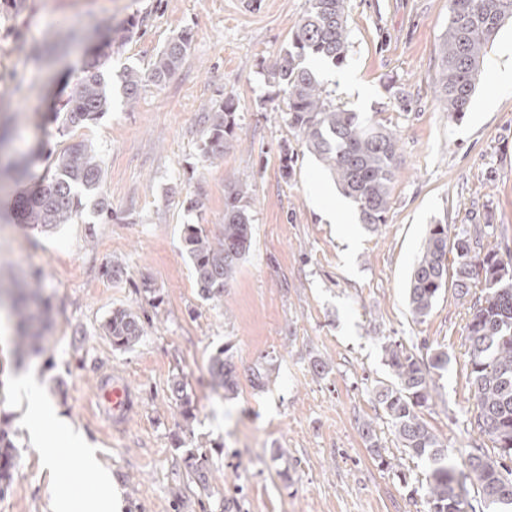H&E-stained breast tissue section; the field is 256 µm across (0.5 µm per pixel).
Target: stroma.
<instances>
[{
	"mask_svg": "<svg viewBox=\"0 0 512 512\" xmlns=\"http://www.w3.org/2000/svg\"><path fill=\"white\" fill-rule=\"evenodd\" d=\"M308 0H0V124L5 156L18 160L43 141L59 152L86 140L104 170L111 216L84 210L50 232L15 224L12 205L29 180L0 182V280L44 273L50 304L45 350L13 348L15 320L0 309V417L15 433L17 464L0 512H52L48 477L30 453L26 406L9 380L32 374L44 395L82 431L112 472L124 512H427V460L405 454L375 394L388 382L384 347L417 355L448 352L431 371L422 411L448 457L479 442L467 379L470 299L443 290L425 321L409 313L412 265L430 225L450 234L491 219V245L512 248V23L487 48L464 117L444 112L435 93L449 0H347L349 51L338 67L309 66L332 102L397 132L401 168L384 224L366 230L354 204L289 128L270 65L288 46ZM114 37L113 74L147 69L166 43L191 36L183 64L162 84L146 82L134 103L112 91V108L63 130L48 120L79 82L77 65ZM233 98L224 154L204 155L202 115ZM246 192L252 246L221 299L204 298L182 251L184 225L217 232L224 194ZM203 194L206 207L187 201ZM344 214L329 222L325 207ZM122 262L126 278L106 267ZM140 315L146 333L113 347L102 330L115 309ZM228 350L238 369L260 366L269 380L240 377L236 396L217 388L210 358ZM329 362L315 376L314 359ZM124 375L135 397L121 430L95 418L100 377ZM187 384L193 417L170 397ZM372 423L382 457L367 447ZM206 459L208 490L186 479L184 460ZM181 496H173L174 484Z\"/></svg>",
	"mask_w": 512,
	"mask_h": 512,
	"instance_id": "1",
	"label": "stroma"
}]
</instances>
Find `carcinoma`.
Masks as SVG:
<instances>
[{
  "label": "carcinoma",
  "mask_w": 512,
  "mask_h": 512,
  "mask_svg": "<svg viewBox=\"0 0 512 512\" xmlns=\"http://www.w3.org/2000/svg\"><path fill=\"white\" fill-rule=\"evenodd\" d=\"M305 15L292 31L288 48L271 65L270 79L282 93L288 126L301 137L309 152L334 176L343 194L359 211L365 226L384 223L392 185L400 167L397 133L387 126L362 118L359 113L336 107L327 100L315 73L306 66L314 57L342 65L347 59L348 16L345 0H308ZM512 18V0H450L448 28L439 50L437 97L443 110L461 118L469 110L479 79L486 46ZM190 36L183 33L157 54L148 80L160 84L187 55ZM110 55L98 54L87 64L82 80L73 88L54 117H62L66 129L98 119L112 106ZM141 72L126 68L120 74L121 92L135 101L144 85ZM235 104L227 98L203 116L208 157L224 154V136L232 132ZM103 170L92 144L73 142L55 155L51 174L21 193L15 218L28 228L52 230L69 224L83 210V197H95L102 214L112 210L101 191ZM244 191L235 185L224 195V224L217 234L198 224L184 228L182 246L199 292L206 299H220L239 263L251 247V218ZM491 216L471 232L448 236V225L430 227L408 281V307L413 320L424 321L443 288H454L461 298L474 299L468 324V379L476 410L474 426L491 443L472 448L460 464L448 462L437 435L421 417L432 401L429 374L448 366V353L434 351L419 357L401 345L385 346L393 381L376 391V399L391 421L395 435L408 454L425 458L430 471L424 488L428 512H464L467 485L476 487L486 507L497 512L512 507V252L489 246ZM454 254L448 262V254ZM40 274H35L14 300L18 350L41 340L35 326L37 313L47 305ZM480 292H475V289ZM112 345L130 348L145 334L140 317L125 309L112 311L103 325ZM210 374L227 393L237 389V370L231 358L220 353L210 361ZM172 398L183 405L185 419L192 418L186 383L180 376L170 382ZM16 442L8 421L0 420V498L10 487L16 465ZM189 477L208 490L207 468L190 455L185 459Z\"/></svg>",
  "instance_id": "obj_1"
}]
</instances>
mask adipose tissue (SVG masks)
Returning a JSON list of instances; mask_svg holds the SVG:
<instances>
[{"mask_svg":"<svg viewBox=\"0 0 512 512\" xmlns=\"http://www.w3.org/2000/svg\"><path fill=\"white\" fill-rule=\"evenodd\" d=\"M33 451L42 469L54 471L59 453L81 477L73 482L55 478L48 486L53 512H121L122 500L112 490V474L97 458L82 433L58 425L54 442L35 440Z\"/></svg>","mask_w":512,"mask_h":512,"instance_id":"adipose-tissue-1","label":"adipose tissue"}]
</instances>
